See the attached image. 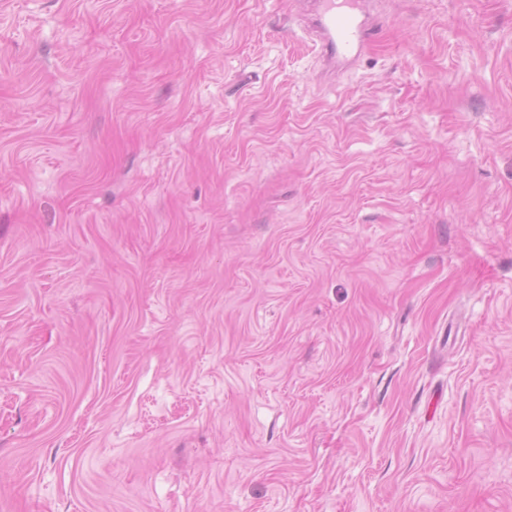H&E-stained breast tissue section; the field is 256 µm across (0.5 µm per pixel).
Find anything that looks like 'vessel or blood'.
Instances as JSON below:
<instances>
[{
  "instance_id": "obj_1",
  "label": "vessel or blood",
  "mask_w": 512,
  "mask_h": 512,
  "mask_svg": "<svg viewBox=\"0 0 512 512\" xmlns=\"http://www.w3.org/2000/svg\"><path fill=\"white\" fill-rule=\"evenodd\" d=\"M366 9L367 0H320L312 29L326 61L356 59L374 44L379 28Z\"/></svg>"
}]
</instances>
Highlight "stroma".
I'll list each match as a JSON object with an SVG mask.
<instances>
[{"label": "stroma", "instance_id": "35a3bbf8", "mask_svg": "<svg viewBox=\"0 0 512 512\" xmlns=\"http://www.w3.org/2000/svg\"><path fill=\"white\" fill-rule=\"evenodd\" d=\"M0 0V512H512V0ZM305 6L320 5L313 21L314 42L330 64L335 59L354 60L368 50L380 33V28L366 16V0H296Z\"/></svg>", "mask_w": 512, "mask_h": 512}]
</instances>
